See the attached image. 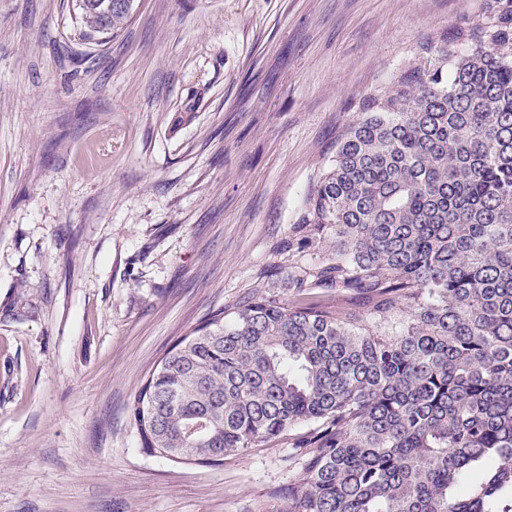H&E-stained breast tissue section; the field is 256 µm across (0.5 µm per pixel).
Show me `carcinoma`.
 I'll return each mask as SVG.
<instances>
[{"instance_id": "obj_1", "label": "carcinoma", "mask_w": 512, "mask_h": 512, "mask_svg": "<svg viewBox=\"0 0 512 512\" xmlns=\"http://www.w3.org/2000/svg\"><path fill=\"white\" fill-rule=\"evenodd\" d=\"M73 8L103 44L134 0ZM299 223L332 249L288 270L296 298L226 306L165 355L128 406L141 447L214 465L286 439L279 512H512V0L363 96ZM325 299L333 309L340 313H358L365 308L363 300L356 299L342 291L336 292V289L330 290Z\"/></svg>"}]
</instances>
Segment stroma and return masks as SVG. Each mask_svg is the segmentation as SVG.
Listing matches in <instances>:
<instances>
[{
	"mask_svg": "<svg viewBox=\"0 0 512 512\" xmlns=\"http://www.w3.org/2000/svg\"><path fill=\"white\" fill-rule=\"evenodd\" d=\"M494 0H0V512H276L287 441L218 466L127 404L215 311L286 272L338 131L420 42ZM75 22L80 36L101 44L120 32L129 22L134 0H75Z\"/></svg>",
	"mask_w": 512,
	"mask_h": 512,
	"instance_id": "obj_1",
	"label": "stroma"
}]
</instances>
